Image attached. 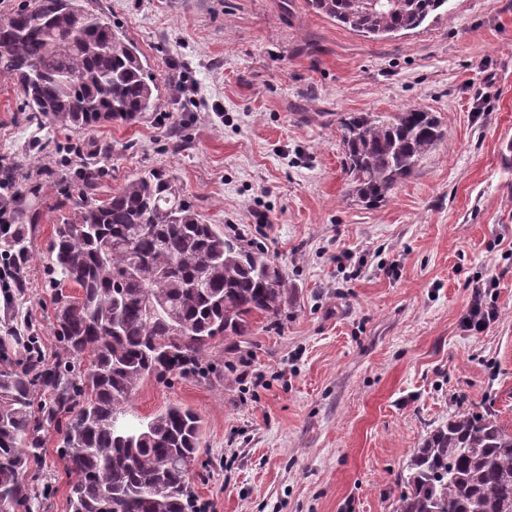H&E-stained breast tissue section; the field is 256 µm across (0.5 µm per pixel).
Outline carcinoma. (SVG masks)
Segmentation results:
<instances>
[{"label":"carcinoma","instance_id":"carcinoma-1","mask_svg":"<svg viewBox=\"0 0 512 512\" xmlns=\"http://www.w3.org/2000/svg\"><path fill=\"white\" fill-rule=\"evenodd\" d=\"M314 12L372 39L393 38L437 16L448 0H306ZM0 33V73L26 99L32 119L89 130L136 122L156 109L159 87L121 28L88 0H33ZM419 105L342 124L351 195L373 208L444 139ZM103 169L78 172L80 200L55 226L53 273L80 289L57 292L54 318L64 364H45L34 338L0 358V497L28 505L29 463L44 438L31 425L61 427L71 477L69 512H193L191 470L200 419L172 404L136 425L133 396L152 377L198 369L211 340L240 336L252 318L280 316L288 277L264 247L208 224L175 178L149 171L96 198ZM11 221L26 198H0ZM28 227L7 247L27 258ZM183 334L172 337L173 327ZM396 512H512V431L490 414L461 410L415 449Z\"/></svg>","mask_w":512,"mask_h":512}]
</instances>
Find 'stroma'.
Here are the masks:
<instances>
[{
  "mask_svg": "<svg viewBox=\"0 0 512 512\" xmlns=\"http://www.w3.org/2000/svg\"><path fill=\"white\" fill-rule=\"evenodd\" d=\"M145 56L154 112L86 131L28 121L0 74V193L38 212L24 280L0 296V348L34 336L61 354L49 286L54 227L80 161L104 192L173 173L211 224L263 243L288 272L277 321L216 337L202 374L148 379L131 420L168 404L203 426L199 512H395L414 448L458 409L512 430V0H448L438 17L372 41L306 0H93ZM496 95L476 101L484 78ZM420 105L445 141L377 208L349 194L345 119ZM497 317L462 330L475 284ZM61 436L30 512H69Z\"/></svg>",
  "mask_w": 512,
  "mask_h": 512,
  "instance_id": "stroma-1",
  "label": "stroma"
}]
</instances>
